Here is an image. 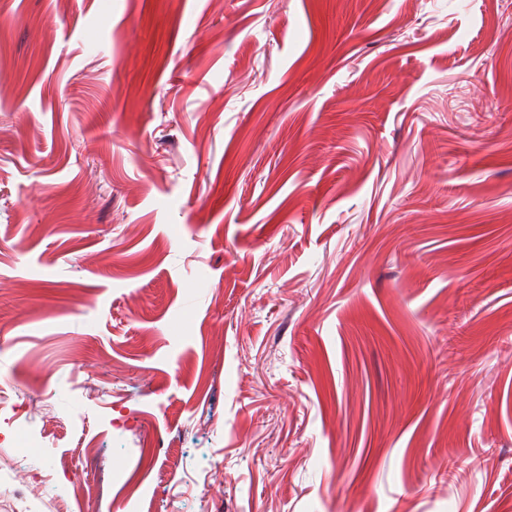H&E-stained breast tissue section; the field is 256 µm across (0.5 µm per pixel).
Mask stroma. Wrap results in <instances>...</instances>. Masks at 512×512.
<instances>
[{"mask_svg": "<svg viewBox=\"0 0 512 512\" xmlns=\"http://www.w3.org/2000/svg\"><path fill=\"white\" fill-rule=\"evenodd\" d=\"M46 387L0 512H512V0H0V390Z\"/></svg>", "mask_w": 512, "mask_h": 512, "instance_id": "1", "label": "stroma"}]
</instances>
